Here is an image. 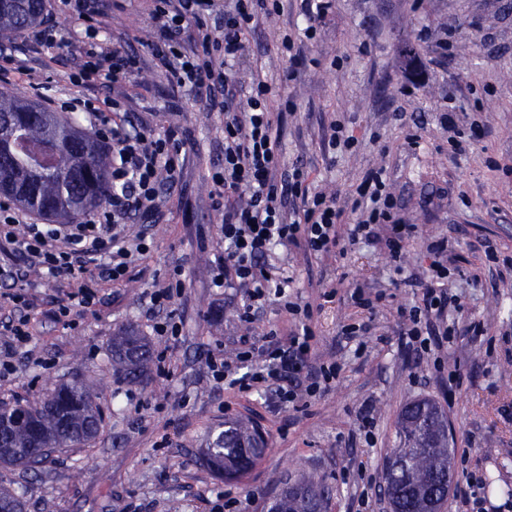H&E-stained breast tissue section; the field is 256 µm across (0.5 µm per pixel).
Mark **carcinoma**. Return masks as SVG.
I'll use <instances>...</instances> for the list:
<instances>
[{
    "instance_id": "carcinoma-1",
    "label": "carcinoma",
    "mask_w": 512,
    "mask_h": 512,
    "mask_svg": "<svg viewBox=\"0 0 512 512\" xmlns=\"http://www.w3.org/2000/svg\"><path fill=\"white\" fill-rule=\"evenodd\" d=\"M46 0H0V35L36 26L45 18ZM17 136L16 154L0 153V181L18 187L12 200L24 209L69 224L99 207L112 193L109 151L96 134L76 125L66 112L0 90V140ZM43 163L39 174L25 166ZM113 366L130 379L149 370L153 351L148 339L132 328L110 341ZM9 420L0 430V463L23 472L42 467L60 448L86 447L96 437L102 417L93 393L76 379L33 397L25 405L3 409ZM444 412L430 400L409 403L398 419L395 464L386 468L387 490L405 512H422L414 488L428 487L442 503L448 498V469L453 450L443 428ZM267 449L263 434L246 422H228L213 447L201 457L204 466L226 478H240ZM324 486L311 476L284 483L272 512H326ZM3 512H25L24 501L0 487Z\"/></svg>"
}]
</instances>
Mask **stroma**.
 <instances>
[{
  "instance_id": "1",
  "label": "stroma",
  "mask_w": 512,
  "mask_h": 512,
  "mask_svg": "<svg viewBox=\"0 0 512 512\" xmlns=\"http://www.w3.org/2000/svg\"><path fill=\"white\" fill-rule=\"evenodd\" d=\"M280 6L251 33L240 74L279 85L291 100L278 119L288 164L306 167L315 186L341 202L370 169L385 168L402 199V223L419 225L422 237L397 260L365 244L336 257L285 255L291 293L322 307L316 351L341 367L330 390L278 414L266 394L215 389L210 355H231L239 334L290 328L274 300L254 323H241L240 295L212 282L224 249L212 180L224 167V117L177 91L152 54L151 0H99L91 19L77 23L67 0H49L56 45L22 43L23 72L0 79V88L38 93L44 103L76 93L122 97L133 123L177 129L185 155L174 183L164 186L159 220L129 221L128 234L145 236L151 249L122 287H105L101 305L79 309L70 328L52 319L63 288L42 280L27 289L38 345L34 359L0 382V406L78 378L96 394L103 417L91 446L60 449L37 471L0 464V485L22 495L28 512H213L211 501L227 490L248 494V512H266L289 474L320 479L330 490L327 512H358L364 493L367 512H388L383 475L398 416L422 398L448 417L454 488L482 480L481 512H512V0H335L312 40L303 37L300 0ZM90 30L103 46L135 57L129 81L71 85L77 60L67 45ZM287 34L297 40L291 58L280 49ZM445 112L455 129L441 124ZM335 122L347 124L359 146L331 161L324 142ZM439 238L453 247L448 288L462 304L448 317L481 330L419 355L402 342L401 312L417 300L402 280L422 275L424 242ZM177 271L184 288L171 310L182 330L173 339L156 335L158 316L144 295ZM368 285L382 293L370 310L350 298ZM360 325L359 351L345 331ZM127 326L147 336L154 353L167 354L170 377L152 369L131 381L113 370L110 339ZM367 403L370 444L359 432ZM228 418L258 426L268 443L239 480L215 475L200 460Z\"/></svg>"
}]
</instances>
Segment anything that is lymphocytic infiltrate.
Returning <instances> with one entry per match:
<instances>
[{
  "label": "lymphocytic infiltrate",
  "mask_w": 512,
  "mask_h": 512,
  "mask_svg": "<svg viewBox=\"0 0 512 512\" xmlns=\"http://www.w3.org/2000/svg\"><path fill=\"white\" fill-rule=\"evenodd\" d=\"M272 0H155L151 15L157 38L150 45L161 58L173 84L210 96H221L224 112V169L213 177L216 203L224 209V253L215 264L216 287L231 288L242 295L238 318L252 323L270 298H278L292 320L288 334L270 330L263 336L237 339L233 358L210 357L208 371L226 390L249 395L271 393L276 405L294 408L325 393L339 373L336 363L318 362L312 327L314 308L288 295L291 282L285 268L274 258L276 249L301 251L324 257L341 242L378 246L391 258H400L405 244L420 236L418 225L402 224L391 209L392 196L380 172H369L350 207L338 206L335 197L316 190L308 171L287 166L278 135V117L271 104L279 96L267 82L251 79L245 101L237 99L234 68L245 56L246 35L258 22L276 12ZM216 14L224 28L220 38L201 29L203 14ZM198 25L201 54L187 55L177 47L186 27ZM221 47L223 67L212 59ZM136 67L134 57L99 48L92 61L81 64L72 75L74 86L92 79H127ZM64 112L87 113L93 126L112 134V195L100 210L76 224L45 225L11 207L0 205V251L20 253L26 268L12 278L18 287L1 299L15 312L0 320V335L8 348L0 354V379L15 372L16 353H30L36 340L35 317L20 284L28 267L47 278L69 279L67 304L57 317L69 321L77 308L95 305L101 285H122L138 267L150 245L145 237L129 238V220L155 222L159 213L163 175H174L184 143L174 130L128 132L127 111L121 100L92 102L73 97L60 105ZM353 222H345V214ZM431 259L428 278H404L405 287L417 288V305L405 311V345L419 353L441 349L453 336L477 332L476 323L445 326L451 298L437 285L446 278L453 258L444 239L427 246Z\"/></svg>",
  "instance_id": "1"
}]
</instances>
